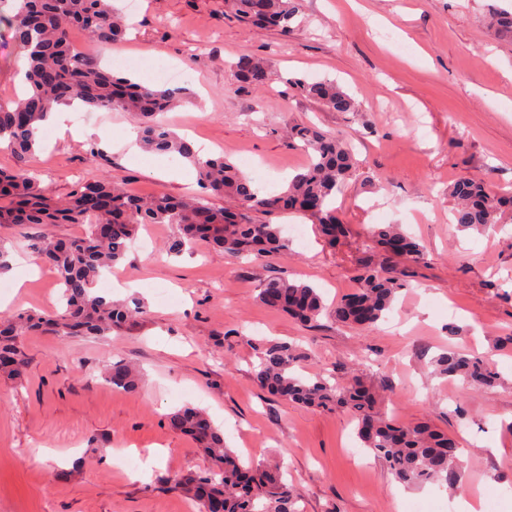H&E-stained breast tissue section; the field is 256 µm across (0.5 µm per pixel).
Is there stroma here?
I'll use <instances>...</instances> for the list:
<instances>
[{"mask_svg": "<svg viewBox=\"0 0 512 512\" xmlns=\"http://www.w3.org/2000/svg\"><path fill=\"white\" fill-rule=\"evenodd\" d=\"M492 10L512 12V0H299L285 36L239 22L224 0H138L123 45L128 75L154 84L165 65L191 92L164 115L167 129L275 188L307 163L291 128L313 124L338 136L359 161L336 197L347 234L332 249L312 219L262 213V222L304 225L303 242L276 257L236 260L203 243L171 257V225L140 229L110 294L140 302L142 314L106 337H23V379L0 376V512H185L189 501L169 478L211 469L169 425V413L187 404L207 410L243 461L285 464L302 512H460L464 489L481 512H512V211L476 235L454 224L448 194L464 175L512 190V37L487 26ZM10 15L11 0H0V98L22 93ZM244 52L265 59L277 80L241 86L230 65ZM303 77L336 81L357 111L328 110L289 87ZM88 126L84 139L52 138L24 160L0 147V168L41 173L59 198L103 175L140 195L194 193L173 178L179 163L148 152L135 160L98 136L102 127L133 128L129 114L116 110ZM93 146L103 154L94 165ZM376 224L402 225L427 260L412 266L385 321L351 328L329 309L356 288L359 248ZM83 231L0 225L11 264L0 279L13 285L0 296V319L60 309L57 278L28 240ZM271 277L310 283L327 312L307 327L266 308L257 295ZM258 340L300 345L302 374L360 377L400 422L429 421L457 435L463 487L404 486L362 447L347 411L262 391L253 376ZM447 348L484 359L496 385L467 391L436 376L430 360ZM119 360L141 368L137 391L106 387L101 374Z\"/></svg>", "mask_w": 512, "mask_h": 512, "instance_id": "35a3bbf8", "label": "stroma"}]
</instances>
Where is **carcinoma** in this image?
I'll use <instances>...</instances> for the list:
<instances>
[{
    "instance_id": "carcinoma-1",
    "label": "carcinoma",
    "mask_w": 512,
    "mask_h": 512,
    "mask_svg": "<svg viewBox=\"0 0 512 512\" xmlns=\"http://www.w3.org/2000/svg\"><path fill=\"white\" fill-rule=\"evenodd\" d=\"M13 38L26 53L25 79L30 93L23 99L0 100V140L19 157L34 154L37 122L56 106L74 101L93 108L128 112L137 119L138 136L146 151L166 155L197 168L200 192L191 199L168 193L140 197L107 176L80 180L67 200L55 201L40 187L36 176L20 168L0 170V225L85 224V232L66 240L41 238L34 248L54 270L63 289L64 310L51 316L27 311L0 320V373L20 374L24 354L22 337L41 330L58 336H108L121 330L140 309L115 304L95 292L100 276L122 263L129 244L144 224H171L175 234L168 252L180 256L197 242L239 258L252 254L275 256L288 250L281 227L255 220L254 214L298 210L311 216L334 246L346 234L333 201L356 169L352 150L337 137L311 126H296L290 138L306 148L307 164L291 177L281 192L270 193L243 174L224 156L201 160L194 144L166 130L158 115L189 96V89L144 85L102 69L91 56L70 55L68 34L77 28L101 46L122 42L128 24L113 11L110 0H13ZM238 19L251 25L274 27L288 35L298 12V0H227ZM242 84L262 88L274 73L262 60L242 53L234 63ZM289 84L303 95L335 112H353L355 103L336 83L294 78ZM455 200L453 219L465 230L484 234L498 223L499 214L512 209V193L490 192L475 178H462L450 190ZM230 197L237 209L212 205L210 199ZM426 252L397 224H377L361 244L355 268L357 288L334 308L336 321L368 327L385 318L404 286L408 268L424 262ZM258 300L269 309L310 324L324 309L316 289L299 280L272 277L263 283ZM258 385L287 401L314 408H340L356 422L363 447L383 458L394 478L406 485L444 481L463 476L464 461L458 440L427 423L405 425L377 409L370 392L360 385L331 383L320 376L304 377L296 367L303 352L287 342L255 346ZM438 376L467 387H491L496 375L482 360L459 350H448L433 360ZM104 380L114 389L138 387L137 370L125 363L110 365ZM170 426L190 436L211 459L206 475L187 474L173 480V488L191 495L206 512L219 502L223 512H300L278 468L244 463L224 447V434L209 415L184 407L170 414Z\"/></svg>"
}]
</instances>
